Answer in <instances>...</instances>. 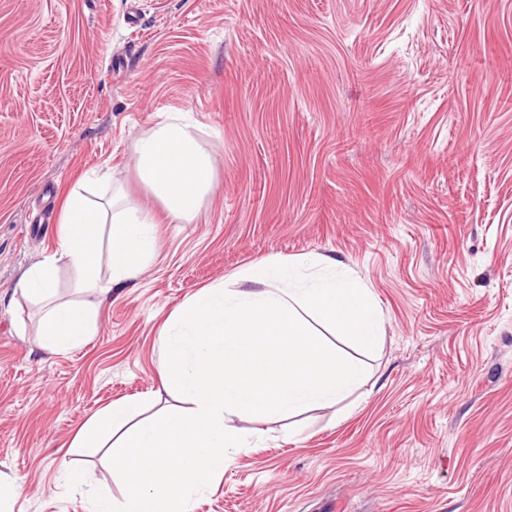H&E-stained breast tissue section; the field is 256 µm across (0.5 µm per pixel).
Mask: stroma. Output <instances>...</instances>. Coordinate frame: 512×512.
<instances>
[{
  "label": "stroma",
  "instance_id": "1",
  "mask_svg": "<svg viewBox=\"0 0 512 512\" xmlns=\"http://www.w3.org/2000/svg\"><path fill=\"white\" fill-rule=\"evenodd\" d=\"M187 113L215 163L187 224L134 165ZM122 188L160 248L51 354L17 284L59 247L67 192ZM85 183V182H84ZM271 255H322L382 310L362 386L235 427L251 448L192 512H512V0H0V472L12 512L119 496L105 449L59 481L115 400L184 406L160 331L188 296Z\"/></svg>",
  "mask_w": 512,
  "mask_h": 512
}]
</instances>
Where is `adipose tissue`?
Wrapping results in <instances>:
<instances>
[{"label": "adipose tissue", "mask_w": 512, "mask_h": 512, "mask_svg": "<svg viewBox=\"0 0 512 512\" xmlns=\"http://www.w3.org/2000/svg\"><path fill=\"white\" fill-rule=\"evenodd\" d=\"M135 169L173 224L191 222L215 182L213 158L180 112L142 135ZM158 249L150 211L123 204L116 194L94 202L82 187L72 188L63 205L58 251L30 266L18 283L21 294L41 309L40 347L56 353L84 343L96 328L94 298L109 297L113 288L136 279ZM62 261L78 274L77 297L58 295Z\"/></svg>", "instance_id": "1"}]
</instances>
